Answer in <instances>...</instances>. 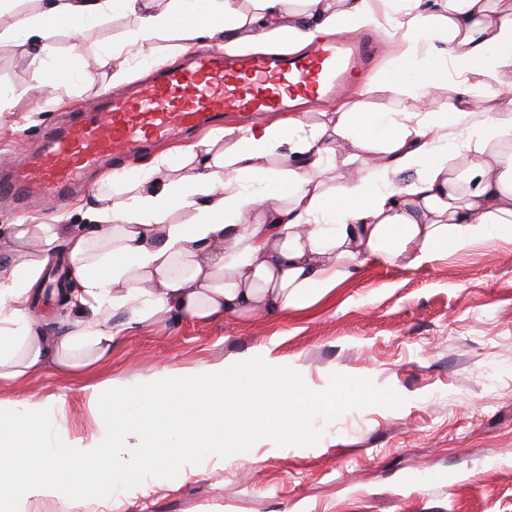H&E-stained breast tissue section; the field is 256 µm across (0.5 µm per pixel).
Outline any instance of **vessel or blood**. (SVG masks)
<instances>
[{"mask_svg": "<svg viewBox=\"0 0 512 512\" xmlns=\"http://www.w3.org/2000/svg\"><path fill=\"white\" fill-rule=\"evenodd\" d=\"M379 33L338 36L305 52L226 56L203 51L159 70L131 93L104 94L100 111L77 112L46 127L44 145L0 175V201L17 209L66 201L88 174L130 162L154 142L212 127L224 113L251 117L290 104L346 94L377 57Z\"/></svg>", "mask_w": 512, "mask_h": 512, "instance_id": "vessel-or-blood-1", "label": "vessel or blood"}]
</instances>
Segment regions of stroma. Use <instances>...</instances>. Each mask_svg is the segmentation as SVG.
Instances as JSON below:
<instances>
[{
    "instance_id": "35a3bbf8",
    "label": "stroma",
    "mask_w": 512,
    "mask_h": 512,
    "mask_svg": "<svg viewBox=\"0 0 512 512\" xmlns=\"http://www.w3.org/2000/svg\"><path fill=\"white\" fill-rule=\"evenodd\" d=\"M39 8L38 0H14L0 11V159L35 149L39 127L60 120L61 109L95 105L111 90L112 70L101 58L116 55L132 82L151 72L127 43L139 24L129 13L103 18L86 39L60 33L53 55L33 63L34 48L7 32L17 15ZM399 54L387 38L356 83L375 111L398 106L375 81ZM59 61L76 78L42 96ZM50 281L42 273L26 303L32 327L46 336L89 317L48 296ZM267 344L313 392L338 374L391 388L405 403L350 410L330 423L315 418L323 435L311 446L255 445L108 499L35 503L31 512H512V235L474 239L417 267L365 262L305 309L123 331L83 371L50 365L0 379V410H50L62 433L87 441L100 424L90 405L99 386L230 366Z\"/></svg>"
}]
</instances>
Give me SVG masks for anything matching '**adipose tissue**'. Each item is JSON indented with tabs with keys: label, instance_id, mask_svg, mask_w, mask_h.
<instances>
[{
	"label": "adipose tissue",
	"instance_id": "adipose-tissue-1",
	"mask_svg": "<svg viewBox=\"0 0 512 512\" xmlns=\"http://www.w3.org/2000/svg\"><path fill=\"white\" fill-rule=\"evenodd\" d=\"M47 0L11 30L42 53L64 30L91 34L116 12L137 15L134 43L170 54L202 38L223 37L226 53L263 50L269 41L301 48L347 27L379 26V4L408 48L399 63L405 78L379 84L401 98L421 99L456 80L455 95L434 110L397 114L370 111L353 101L306 125L289 118L252 130L211 132L183 154L192 172L174 177L160 154L112 201L89 207L85 225L67 217L52 224H12V269L0 281V378L46 364L82 368L112 347L110 319L127 308V327L177 318L204 321L230 313L275 315L304 308L331 292L355 267L372 258L419 266L461 249L485 232L512 234V152L496 145L512 139V91L500 92L501 110L489 122H472L468 104L480 79L512 71V0H303L284 13L285 0ZM459 129L473 161L451 166L443 129ZM230 141L223 158L213 147ZM351 154L339 156L340 142ZM281 157L284 167L270 166ZM358 164L361 173L324 189V164ZM415 170L409 182L394 168ZM288 197L285 206L271 200ZM39 243L51 252L65 244L80 289L71 306L92 318L61 336H44L28 324L29 288L43 264L30 259Z\"/></svg>",
	"mask_w": 512,
	"mask_h": 512
}]
</instances>
